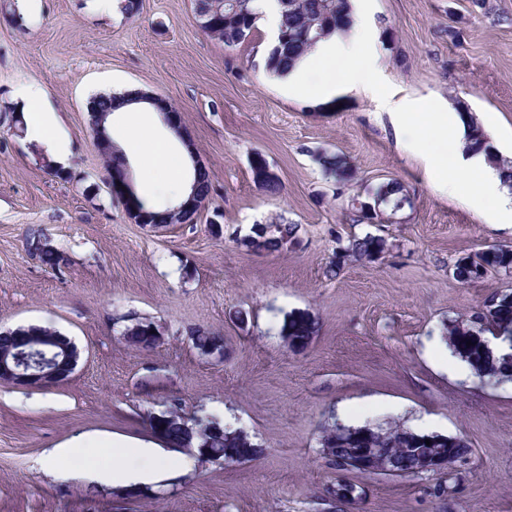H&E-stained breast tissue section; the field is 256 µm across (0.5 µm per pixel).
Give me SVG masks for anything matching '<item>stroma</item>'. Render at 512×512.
Instances as JSON below:
<instances>
[{
	"instance_id": "1",
	"label": "stroma",
	"mask_w": 512,
	"mask_h": 512,
	"mask_svg": "<svg viewBox=\"0 0 512 512\" xmlns=\"http://www.w3.org/2000/svg\"><path fill=\"white\" fill-rule=\"evenodd\" d=\"M362 9L375 30L377 91L342 85L312 100L267 73L274 30L262 20L251 43L228 51L196 25L192 0H141L134 17L96 0H0V114L18 111L19 89L39 82L71 149L58 176L26 125L0 126V327L48 324L82 351L58 386L0 384V512H114L123 486L77 462L55 476L43 460L95 433L163 447L146 418L169 407L214 416L260 452L164 474L129 512H319L336 477L321 430L343 421L415 431L427 421L473 450L447 503L426 494L428 476L367 477L358 512H512V381L485 386L460 372L446 341L450 319L512 292V275L463 284L450 273L458 258L512 246V223H488L448 197L381 106L386 96L467 106L512 157V0ZM124 87L182 110L214 187L196 223L155 231L109 195L88 104ZM323 152L342 155L354 179L325 176ZM258 155L279 193L254 181ZM389 180L406 197L393 223L360 221L352 199ZM265 224L300 225L299 238L272 255L239 246ZM32 228L62 251L63 267L29 255ZM367 233L384 236L388 252L328 278L336 250ZM126 315L155 323L161 342L130 348ZM297 315L316 335L289 350L282 335ZM200 325L223 335V361L192 348L187 332Z\"/></svg>"
}]
</instances>
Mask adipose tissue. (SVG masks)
Instances as JSON below:
<instances>
[{
	"mask_svg": "<svg viewBox=\"0 0 512 512\" xmlns=\"http://www.w3.org/2000/svg\"><path fill=\"white\" fill-rule=\"evenodd\" d=\"M369 41V30L356 24L346 35L320 42L289 74L291 88L309 99L323 98L341 84L366 92L374 91L376 69L368 51ZM19 99L22 110L28 115L31 133L48 135V145L57 164L66 165L70 146L66 139L52 134L57 126V117L46 107L41 84L33 82L25 86ZM384 105L389 111L398 113L407 142L421 153L426 152L433 139L444 137L453 140L466 128L465 115L435 102L428 101L413 107L388 99ZM429 173L449 196L461 194L475 209L491 206L496 212L512 217V197L503 192L505 175L488 163L485 154L469 152L456 157L451 164L444 160L434 161ZM83 445L87 471L106 483H144L172 468L170 459L156 448L95 436L85 439Z\"/></svg>",
	"mask_w": 512,
	"mask_h": 512,
	"instance_id": "adipose-tissue-1",
	"label": "adipose tissue"
}]
</instances>
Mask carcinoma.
<instances>
[{
  "label": "carcinoma",
  "instance_id": "cac0c4a2",
  "mask_svg": "<svg viewBox=\"0 0 512 512\" xmlns=\"http://www.w3.org/2000/svg\"><path fill=\"white\" fill-rule=\"evenodd\" d=\"M280 15L279 32L282 40L268 49L265 57L266 71L276 76H285L296 64L313 50L318 43L333 34L346 33L353 26L350 0H275ZM193 14L196 22L204 23L202 32L218 40L228 50H236L250 42L260 15L255 0H193ZM466 148L485 153L490 164L510 172L509 187L512 188V160L500 155L490 145L487 135L474 121L467 122ZM102 159L107 167H119L122 156L118 154L111 136L103 140ZM318 161L326 173L341 180L350 177L347 162L335 154L323 153ZM253 178L270 192L277 193L280 184L270 170L267 161L260 155L251 164ZM400 187L392 182L379 185L373 192V207L363 214L368 220L384 222L388 209L396 210L402 205ZM299 225L272 224L267 229L254 232L249 237V251L255 255H271L294 244L298 238ZM388 249L387 240L379 235L367 234L349 240L347 247L336 253L326 271L327 276L335 278L343 266L351 261L372 262ZM481 267L491 273H512V248L492 247L472 255L459 258L452 271L453 277L460 283H468L474 278V269ZM151 324H130L124 328L125 342L135 349L152 348L158 344L150 332ZM59 330L43 324H24L19 335L22 342L14 345L6 336L0 338V350L16 347L42 349L49 354L57 353L52 343L53 336ZM314 326L305 317L289 320L283 336L285 345L292 349L307 346L313 339ZM500 336L512 339V293L497 297V303L483 315L475 313L462 319L448 321L447 341L451 352L466 362L480 379L496 381L512 380V362L493 355L487 348L490 337ZM198 346L214 350L224 349V336L207 328L199 331L196 337ZM471 345H466V342ZM430 443H425V440ZM204 442L220 450L224 463L235 464L252 460L259 449H250V438L218 423L214 432L205 434ZM321 452L331 464L342 457H351L360 452L368 453L376 464H390L409 476L415 475L421 462L429 457L446 455L452 451L462 461L467 462L473 449L462 438L452 436L444 441L428 433L416 432L401 424L388 427L362 429L360 426H348L336 423L324 429L320 440ZM458 473L448 472L441 483L431 484L427 493L438 497L453 491L452 482ZM333 496L362 497L366 494L365 485L352 483L340 474L329 486Z\"/></svg>",
  "mask_w": 512,
  "mask_h": 512
}]
</instances>
